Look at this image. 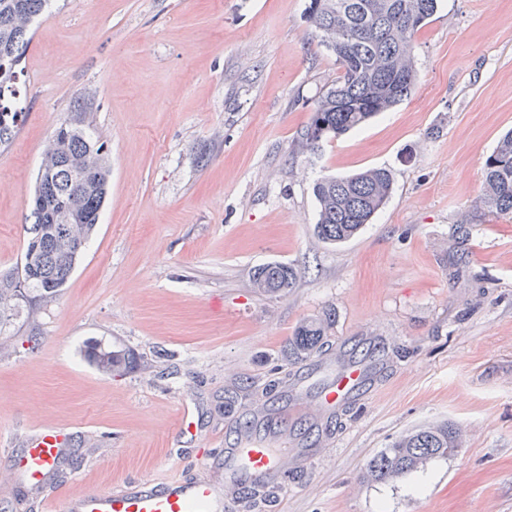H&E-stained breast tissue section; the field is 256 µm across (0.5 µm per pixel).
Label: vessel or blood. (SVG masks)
<instances>
[{"label": "vessel or blood", "mask_w": 512, "mask_h": 512, "mask_svg": "<svg viewBox=\"0 0 512 512\" xmlns=\"http://www.w3.org/2000/svg\"><path fill=\"white\" fill-rule=\"evenodd\" d=\"M369 369L347 366L324 394L320 413L354 398L365 383ZM65 433L43 428L28 436L22 448L0 456L18 478L34 487L45 486L64 453ZM277 446L268 441L245 438L224 451V482L172 479L157 482L139 479L118 490L71 494L64 499H46L51 512H229V488L259 487L279 482L300 455L288 445L287 431H280Z\"/></svg>", "instance_id": "1"}]
</instances>
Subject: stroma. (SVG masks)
Returning <instances> with one entry per match:
<instances>
[{"label":"stroma","mask_w":512,"mask_h":512,"mask_svg":"<svg viewBox=\"0 0 512 512\" xmlns=\"http://www.w3.org/2000/svg\"><path fill=\"white\" fill-rule=\"evenodd\" d=\"M310 2L55 0L34 22L0 146V272L21 263L44 146L76 101L110 167L78 268L0 350V448L65 430L60 494L219 478L250 419L312 454L259 512H512V217L479 202L512 129V0H441L412 95L302 154L337 76ZM371 167L393 175L387 204L347 243L320 241L314 181ZM273 261L302 271L287 295L252 284ZM329 311L322 350L289 355L294 328ZM92 343L128 367L98 371ZM348 357L374 369L363 396L311 415ZM442 422L462 431L454 455L364 479L396 437Z\"/></svg>","instance_id":"obj_1"}]
</instances>
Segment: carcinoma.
<instances>
[{
	"label": "carcinoma",
	"mask_w": 512,
	"mask_h": 512,
	"mask_svg": "<svg viewBox=\"0 0 512 512\" xmlns=\"http://www.w3.org/2000/svg\"><path fill=\"white\" fill-rule=\"evenodd\" d=\"M440 0H311L308 22L320 44L336 60L339 76L319 96L298 140L302 152H315L322 143L359 129L373 117L411 96L417 77L414 39L437 11ZM50 0H0V145L18 129L20 90L16 66L31 40L29 30L15 24V16L37 19ZM87 110L75 108V119L61 124L46 157L51 170L36 179L24 255L17 270L0 273V330L11 323L21 304L47 301L60 294L84 254L99 223L109 193L107 166H97L83 184L72 181L71 169L86 160L90 149H105L86 121ZM480 202L497 216H512V131L504 133L483 168ZM393 177L383 168L349 176L324 175L312 187L319 213L314 233L328 244L355 237L386 203ZM300 270L268 263L254 269L253 285L261 293L288 294ZM327 313L318 321L300 323L289 341L303 356L318 349L333 325ZM89 361L112 373L124 354L99 345L89 348ZM461 442V429L452 423L420 426L396 438L366 463L365 477L387 482L447 457Z\"/></svg>",
	"instance_id": "obj_1"
}]
</instances>
